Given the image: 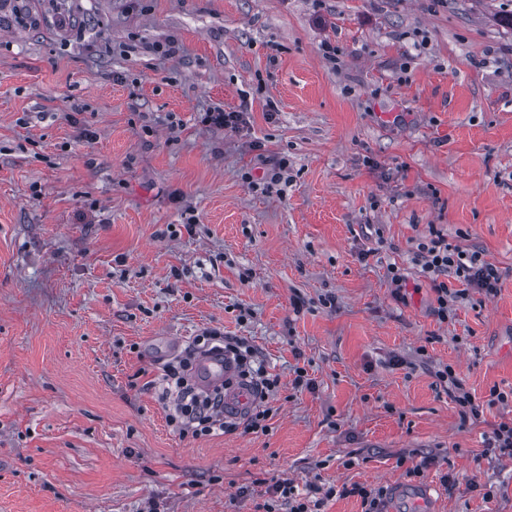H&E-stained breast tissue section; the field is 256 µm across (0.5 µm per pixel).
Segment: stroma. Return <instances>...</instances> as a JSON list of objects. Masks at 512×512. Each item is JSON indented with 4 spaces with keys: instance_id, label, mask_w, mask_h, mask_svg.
<instances>
[{
    "instance_id": "35a3bbf8",
    "label": "stroma",
    "mask_w": 512,
    "mask_h": 512,
    "mask_svg": "<svg viewBox=\"0 0 512 512\" xmlns=\"http://www.w3.org/2000/svg\"><path fill=\"white\" fill-rule=\"evenodd\" d=\"M510 12L0 0V512H257L281 479L512 512V459L484 443L512 418L489 402L512 388ZM215 107L245 125L204 126ZM280 157L288 183L242 180ZM434 229L501 273L445 322L412 263ZM214 329L279 376L268 432L169 423L164 370ZM297 365L314 390L291 389ZM412 450L436 459L423 478ZM435 376L439 382L447 385L448 391L458 405L463 419L478 420L481 417L480 413H482V410H480V405L475 402V398L465 388L451 365H446L443 369L437 370Z\"/></svg>"
}]
</instances>
